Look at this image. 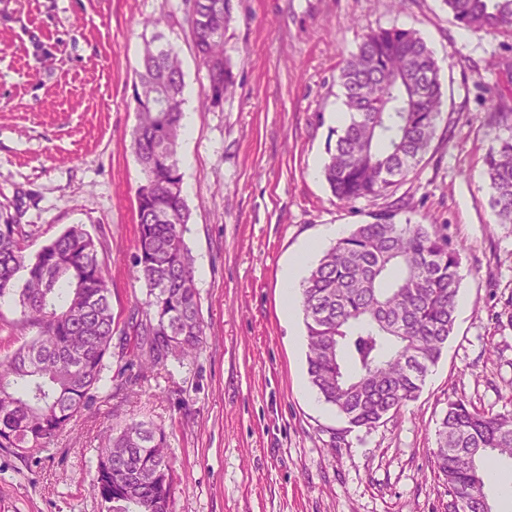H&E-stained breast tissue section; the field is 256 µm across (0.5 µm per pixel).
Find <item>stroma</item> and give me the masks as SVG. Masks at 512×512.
Segmentation results:
<instances>
[{
	"label": "stroma",
	"instance_id": "1",
	"mask_svg": "<svg viewBox=\"0 0 512 512\" xmlns=\"http://www.w3.org/2000/svg\"><path fill=\"white\" fill-rule=\"evenodd\" d=\"M224 53L233 94L203 108L183 0H0V205L33 235L25 253L80 224L102 243L117 320L146 298L133 273L129 150L145 39L178 52L193 118L178 158L206 342L143 387L102 402L39 462L0 448V512H105L93 487L100 433L163 426L171 512H443L435 432L449 402H512V224L489 206L497 133L485 91L512 103V32L473 35L442 0H233ZM413 27L442 69L437 135L394 199L444 224L462 257L454 331L397 419L347 430L307 381L302 313L284 319L282 272L306 242L329 247L386 206H342L321 168L342 106L336 74L366 28Z\"/></svg>",
	"mask_w": 512,
	"mask_h": 512
}]
</instances>
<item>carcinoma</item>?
<instances>
[{
	"label": "carcinoma",
	"instance_id": "carcinoma-1",
	"mask_svg": "<svg viewBox=\"0 0 512 512\" xmlns=\"http://www.w3.org/2000/svg\"><path fill=\"white\" fill-rule=\"evenodd\" d=\"M193 48L208 81L203 104L216 106L234 87L224 57L233 0H185ZM472 34L512 31V0H443ZM144 41L138 122L130 148L143 173L136 189L133 268L146 287L127 327L136 337L134 374L112 377L115 316L108 269L98 242L80 224L24 254L31 231L0 211V298L14 296L20 325L34 334L0 359V448L25 460L41 454L78 420L97 414L104 397L131 391L169 359L193 358L204 343L178 148L184 75L170 43ZM441 67L419 31L367 29L342 61L336 83L349 122L335 130L323 177L339 203L388 199L415 171L437 133ZM489 125H512V106L482 100ZM489 204L512 224V137L494 139L485 156ZM402 209L356 224L322 254L302 284L301 308L312 387L349 428L372 429L417 398L453 334L462 256L446 224H421ZM434 465L444 512H492L481 462L512 461V411L462 400L441 418ZM164 428L133 420L109 432L98 451L94 490L109 512H169L172 462Z\"/></svg>",
	"mask_w": 512,
	"mask_h": 512
}]
</instances>
